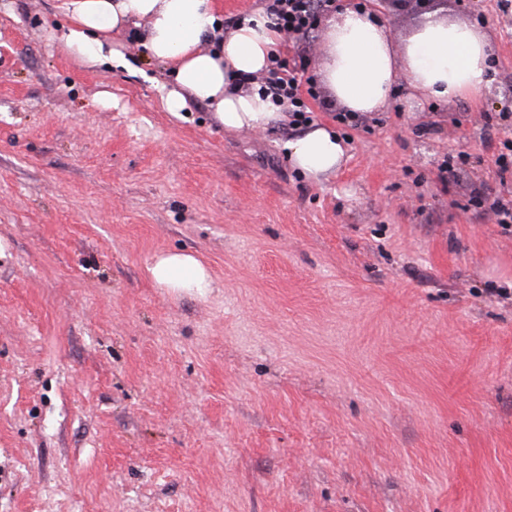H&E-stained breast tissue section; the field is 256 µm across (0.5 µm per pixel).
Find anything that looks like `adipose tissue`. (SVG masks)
Wrapping results in <instances>:
<instances>
[{"mask_svg":"<svg viewBox=\"0 0 512 512\" xmlns=\"http://www.w3.org/2000/svg\"><path fill=\"white\" fill-rule=\"evenodd\" d=\"M72 21L63 35L82 63L115 59L112 34L142 27V47L164 63L176 86L162 90L171 113L206 105L228 130H256L280 120V107L261 91L267 59L281 35L265 15L242 17L225 30L216 0H63ZM321 79L336 104L362 114L385 107L405 82L409 100L481 103L491 93V34L441 11L427 14L405 37L367 11L344 8L326 22ZM293 168L322 181L346 160L344 141L329 126L310 123L284 144ZM154 280L169 288L204 289L208 274L190 254L158 259Z\"/></svg>","mask_w":512,"mask_h":512,"instance_id":"ef3b65f1","label":"adipose tissue"}]
</instances>
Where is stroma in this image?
I'll list each match as a JSON object with an SVG mask.
<instances>
[{"label": "stroma", "mask_w": 512, "mask_h": 512, "mask_svg": "<svg viewBox=\"0 0 512 512\" xmlns=\"http://www.w3.org/2000/svg\"><path fill=\"white\" fill-rule=\"evenodd\" d=\"M58 3L0 0V512H512V234L469 202L512 203L504 0L484 103L320 92V182L287 120L164 111L129 32L74 59ZM176 252L209 288L155 282Z\"/></svg>", "instance_id": "stroma-1"}]
</instances>
